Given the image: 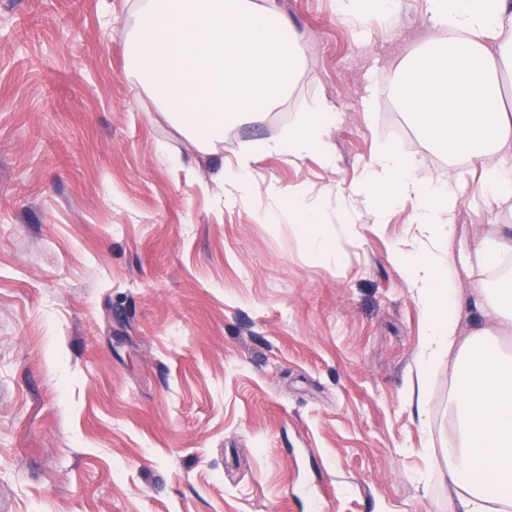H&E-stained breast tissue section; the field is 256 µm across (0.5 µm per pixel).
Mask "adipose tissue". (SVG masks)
<instances>
[{
	"instance_id": "ef3b65f1",
	"label": "adipose tissue",
	"mask_w": 512,
	"mask_h": 512,
	"mask_svg": "<svg viewBox=\"0 0 512 512\" xmlns=\"http://www.w3.org/2000/svg\"><path fill=\"white\" fill-rule=\"evenodd\" d=\"M394 0H336L343 19L369 26L390 19ZM424 12L442 38L399 68L397 96L414 128L438 152L472 161L497 156L482 171V194L512 201V114L502 107L501 73L512 71V0H424ZM336 115L317 106L299 115L279 137L241 151L222 169L224 203L246 201L252 166L264 155L297 162L318 157L336 166L327 130ZM419 159L382 146L362 178L345 191L342 221L369 231L388 220L387 204L398 199L411 209V234L392 253L427 320L416 375L407 389L409 405H422L431 368L454 358L456 432L448 440V479L455 493L448 512H512V353L495 345L492 324L512 322V233L479 241L476 253L493 270L475 305L485 326L462 330L464 297L450 263L454 219L461 195L455 174L428 185L416 172ZM290 214L315 258L337 259V238L304 200L293 198Z\"/></svg>"
}]
</instances>
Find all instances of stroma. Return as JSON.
Instances as JSON below:
<instances>
[{
  "mask_svg": "<svg viewBox=\"0 0 512 512\" xmlns=\"http://www.w3.org/2000/svg\"><path fill=\"white\" fill-rule=\"evenodd\" d=\"M133 0H0V512H444L453 376L440 359L423 410L406 402L425 316L393 265L410 209L313 259L271 186L336 224L343 190L392 143L367 97L426 44L422 0L363 30L333 0H277L301 72L264 119L196 149L126 72ZM338 114L336 168L261 157L242 206L214 175L308 106ZM432 182H467L452 265L512 205L475 193L479 165L415 131L396 144ZM279 204L278 216L268 209Z\"/></svg>",
  "mask_w": 512,
  "mask_h": 512,
  "instance_id": "35a3bbf8",
  "label": "stroma"
}]
</instances>
